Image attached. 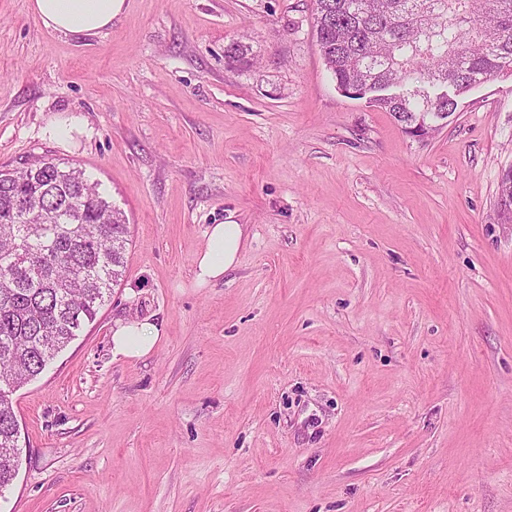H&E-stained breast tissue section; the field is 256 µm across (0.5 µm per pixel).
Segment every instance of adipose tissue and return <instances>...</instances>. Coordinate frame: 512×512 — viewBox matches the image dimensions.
I'll use <instances>...</instances> for the list:
<instances>
[{
  "label": "adipose tissue",
  "mask_w": 512,
  "mask_h": 512,
  "mask_svg": "<svg viewBox=\"0 0 512 512\" xmlns=\"http://www.w3.org/2000/svg\"><path fill=\"white\" fill-rule=\"evenodd\" d=\"M124 0H32L31 9L45 27L64 34H91L111 25ZM246 237L241 224H213L195 259L194 280L203 287L221 279L236 266ZM158 327L149 321H120L112 329V352L126 358L150 353L158 339Z\"/></svg>",
  "instance_id": "obj_1"
}]
</instances>
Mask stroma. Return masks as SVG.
I'll return each mask as SVG.
<instances>
[{"label": "stroma", "mask_w": 512, "mask_h": 512, "mask_svg": "<svg viewBox=\"0 0 512 512\" xmlns=\"http://www.w3.org/2000/svg\"><path fill=\"white\" fill-rule=\"evenodd\" d=\"M29 4L0 0V168L83 169L129 234L12 395L0 512H512V77L418 139L337 90L313 0H125L86 35ZM227 222L239 261L195 287ZM131 319L148 356L112 353ZM245 237V225L242 224L208 227L204 247L195 259L194 280L198 287L221 279L226 271L236 266ZM160 337L159 328L147 320L119 321L112 329V353L139 358L150 353Z\"/></svg>", "instance_id": "35a3bbf8"}]
</instances>
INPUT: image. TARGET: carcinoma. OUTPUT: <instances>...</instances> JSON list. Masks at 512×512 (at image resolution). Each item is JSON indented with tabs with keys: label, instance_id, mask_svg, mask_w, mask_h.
I'll return each instance as SVG.
<instances>
[{
	"label": "carcinoma",
	"instance_id": "carcinoma-1",
	"mask_svg": "<svg viewBox=\"0 0 512 512\" xmlns=\"http://www.w3.org/2000/svg\"><path fill=\"white\" fill-rule=\"evenodd\" d=\"M314 35L336 89L430 135L465 93L512 75V0H313ZM250 46L224 49L247 65ZM127 225L81 170L41 158L0 170V492L19 465L12 392L94 321L125 268Z\"/></svg>",
	"mask_w": 512,
	"mask_h": 512
}]
</instances>
